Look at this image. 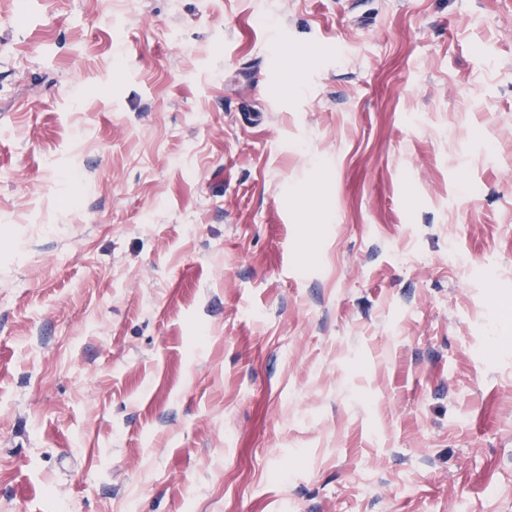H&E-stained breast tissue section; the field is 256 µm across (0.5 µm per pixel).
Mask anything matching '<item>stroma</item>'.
Returning a JSON list of instances; mask_svg holds the SVG:
<instances>
[{
  "instance_id": "obj_1",
  "label": "stroma",
  "mask_w": 512,
  "mask_h": 512,
  "mask_svg": "<svg viewBox=\"0 0 512 512\" xmlns=\"http://www.w3.org/2000/svg\"><path fill=\"white\" fill-rule=\"evenodd\" d=\"M0 512H512V0H0Z\"/></svg>"
}]
</instances>
